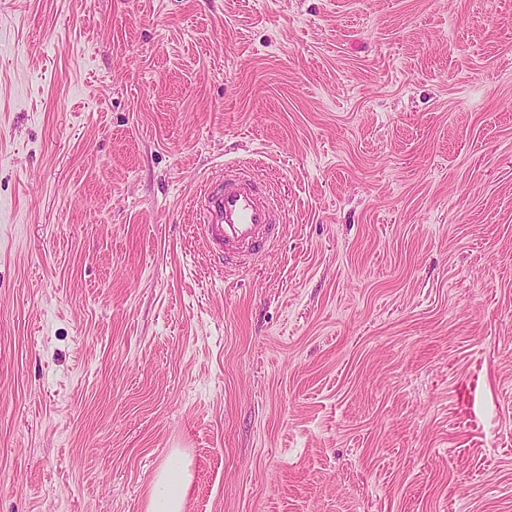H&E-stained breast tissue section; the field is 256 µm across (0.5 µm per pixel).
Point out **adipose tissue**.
Listing matches in <instances>:
<instances>
[{"instance_id":"1","label":"adipose tissue","mask_w":512,"mask_h":512,"mask_svg":"<svg viewBox=\"0 0 512 512\" xmlns=\"http://www.w3.org/2000/svg\"><path fill=\"white\" fill-rule=\"evenodd\" d=\"M193 479L191 457L177 450L172 451L150 481L146 512H186L187 492Z\"/></svg>"}]
</instances>
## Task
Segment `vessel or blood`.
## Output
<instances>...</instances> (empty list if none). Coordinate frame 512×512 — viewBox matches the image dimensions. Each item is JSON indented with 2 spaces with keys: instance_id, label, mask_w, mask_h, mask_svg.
Returning <instances> with one entry per match:
<instances>
[{
  "instance_id": "obj_1",
  "label": "vessel or blood",
  "mask_w": 512,
  "mask_h": 512,
  "mask_svg": "<svg viewBox=\"0 0 512 512\" xmlns=\"http://www.w3.org/2000/svg\"><path fill=\"white\" fill-rule=\"evenodd\" d=\"M203 235L224 250V264L240 267L261 250L280 221L266 187L244 165L227 167L195 198Z\"/></svg>"
}]
</instances>
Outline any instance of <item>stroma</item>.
Wrapping results in <instances>:
<instances>
[{
	"label": "stroma",
	"mask_w": 512,
	"mask_h": 512,
	"mask_svg": "<svg viewBox=\"0 0 512 512\" xmlns=\"http://www.w3.org/2000/svg\"><path fill=\"white\" fill-rule=\"evenodd\" d=\"M175 449L187 512H512V0H0V512ZM217 186H213V184ZM202 234L224 249V267H240L264 247L280 221L267 188L244 165L225 167L195 198Z\"/></svg>",
	"instance_id": "stroma-1"
}]
</instances>
